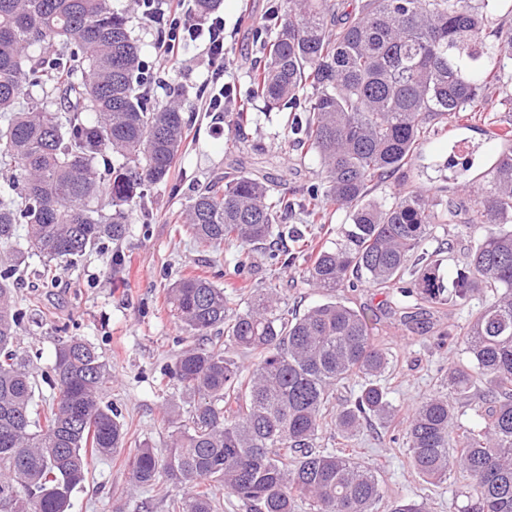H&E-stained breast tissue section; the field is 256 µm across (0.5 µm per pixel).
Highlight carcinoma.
<instances>
[{"label": "carcinoma", "mask_w": 512, "mask_h": 512, "mask_svg": "<svg viewBox=\"0 0 512 512\" xmlns=\"http://www.w3.org/2000/svg\"><path fill=\"white\" fill-rule=\"evenodd\" d=\"M276 13L274 26L256 25L263 63L233 124L245 135L257 100L283 113L318 155L320 183L297 200L258 177L226 175L190 199L183 224L200 244L262 248L287 267L280 243L295 207L312 224L343 212V239L306 253L311 287L364 284L415 326L407 298L454 309L480 299L463 333H439L467 359L405 414L407 451L429 484L456 470L470 478L459 512H512V120L497 116L499 106L512 112V94L489 95L512 62V0H358L352 9L347 0H284ZM150 84L112 0H0V167L22 175L16 194L0 196V512H70L88 454H115L125 439L118 409L104 401L112 372L95 346L64 337L40 375L16 353L13 280L33 255L72 263L121 239L144 188L168 178L186 122L180 103L152 99ZM475 115L509 146L467 185L473 206L419 188H399L388 203L370 198L427 135ZM106 188L107 211L94 204ZM438 224L479 235L448 281L443 251L426 248ZM168 301L196 342L168 369L183 396L166 405L167 453L145 443L129 468L139 485L163 477L187 489L169 512H221L209 482L247 512H295L300 502L308 512H425L401 498L383 503L371 465L320 445L328 431L346 447L364 425L397 414L380 384L392 355L365 314L336 300L299 314L272 287L234 304L207 277L180 278ZM38 376L51 390L41 414ZM356 379L358 394L336 404V387ZM459 407L480 421L461 422Z\"/></svg>", "instance_id": "obj_1"}]
</instances>
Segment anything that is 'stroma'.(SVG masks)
<instances>
[{"label":"stroma","instance_id":"35a3bbf8","mask_svg":"<svg viewBox=\"0 0 512 512\" xmlns=\"http://www.w3.org/2000/svg\"><path fill=\"white\" fill-rule=\"evenodd\" d=\"M277 3L223 0L219 14L224 18V82L232 87L234 101L245 100L249 74L261 57L252 22L266 18ZM114 6L127 14L141 57L161 83L156 96L179 100L191 124L168 179L148 190L150 223H142L139 212H132L123 240L91 250L74 265L58 264L51 283L38 279L39 258H29L21 267L16 282L26 318L16 350L43 370L53 362L59 338L75 335L96 346L111 368V400L132 435L114 456L91 459L86 481L72 495L71 512H165L164 501L175 495V488L162 482L149 488L136 486L127 461L141 442L160 451L166 448L164 408L181 388L165 376L164 369L184 348L185 333L166 305L165 293L182 276L215 279L235 300L247 297L249 289L273 285L281 288L289 307L300 312L333 298L366 312L373 337L393 356L383 384L393 406L402 412L433 391L448 366L463 358L462 350L438 346L433 335L451 322L465 328L468 314L444 307L428 310L429 331L411 334L391 314L385 295L374 289L347 287L330 295L308 285L302 263L284 268L272 264L261 249L235 244L202 247L189 233H176L190 198L224 173H253L274 189L297 194L319 182L320 161L315 153L296 146L280 114L264 111L259 101L250 107L253 121L246 139H239L223 113L207 109L211 67L205 42L179 46L165 68H155L159 30L133 9L131 0H114ZM460 140L470 145L469 153L455 151ZM503 148L501 141L488 139L482 121L461 122L458 129L428 136L414 165L375 187L372 197L387 201L403 182L447 196L449 186L483 174ZM241 261L249 269L243 280L234 274ZM404 435L399 421L377 422L364 427L348 450L356 459L376 465L386 498L422 502L428 512H459L471 490L468 477L455 473L438 487L424 483L403 449L392 442Z\"/></svg>","mask_w":512,"mask_h":512}]
</instances>
